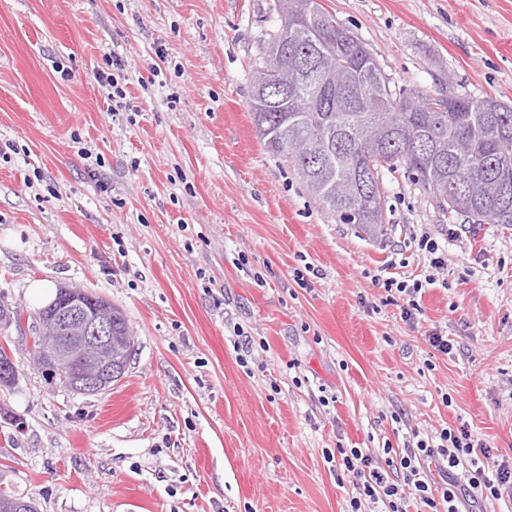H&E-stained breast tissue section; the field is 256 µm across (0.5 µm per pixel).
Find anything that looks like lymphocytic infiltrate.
<instances>
[{
  "mask_svg": "<svg viewBox=\"0 0 512 512\" xmlns=\"http://www.w3.org/2000/svg\"><path fill=\"white\" fill-rule=\"evenodd\" d=\"M491 451L467 427L441 429L417 439L403 452L384 446L381 455L365 448L327 453L355 494L349 512L363 503L381 505V512H406L412 500L424 512H481L485 503L512 499V464L490 463Z\"/></svg>",
  "mask_w": 512,
  "mask_h": 512,
  "instance_id": "1",
  "label": "lymphocytic infiltrate"
}]
</instances>
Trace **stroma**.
I'll list each match as a JSON object with an SVG mask.
<instances>
[{
	"mask_svg": "<svg viewBox=\"0 0 512 512\" xmlns=\"http://www.w3.org/2000/svg\"><path fill=\"white\" fill-rule=\"evenodd\" d=\"M321 2L391 90L512 104V0ZM280 24L276 0H0V300L24 310L0 326L18 371L0 491L38 512H346L336 448L465 425L512 455V226L448 217L403 168L382 177L381 234L341 223L251 119ZM116 55L115 112L94 73ZM390 278L423 281L417 324L386 303ZM41 281L125 313L111 390L32 366ZM417 249L424 252L429 257V264L435 270H445L448 268L447 254L440 249L438 242L429 235H422L419 239L415 238Z\"/></svg>",
	"mask_w": 512,
	"mask_h": 512,
	"instance_id": "35a3bbf8",
	"label": "stroma"
}]
</instances>
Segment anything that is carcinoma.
Masks as SVG:
<instances>
[{"instance_id": "cac0c4a2", "label": "carcinoma", "mask_w": 512, "mask_h": 512, "mask_svg": "<svg viewBox=\"0 0 512 512\" xmlns=\"http://www.w3.org/2000/svg\"><path fill=\"white\" fill-rule=\"evenodd\" d=\"M281 13L275 39L288 62H302L298 84L267 69L273 94L251 105L266 150L297 171L344 224L367 233L382 226V171L414 172L441 211L488 224H512V105L443 96L413 101L393 92L373 52L327 12Z\"/></svg>"}]
</instances>
